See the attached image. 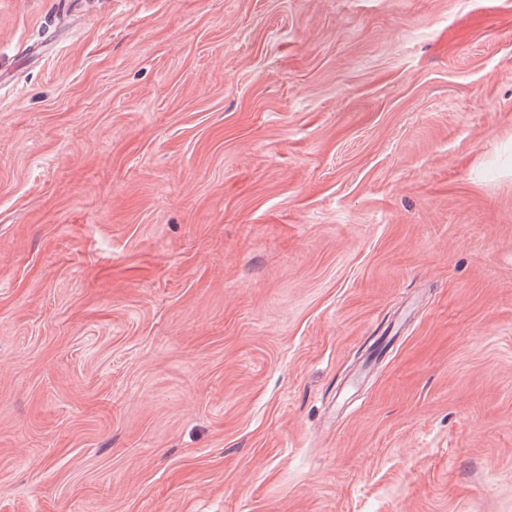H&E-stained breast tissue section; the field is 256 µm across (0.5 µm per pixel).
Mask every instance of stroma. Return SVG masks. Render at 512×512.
Returning <instances> with one entry per match:
<instances>
[{
    "mask_svg": "<svg viewBox=\"0 0 512 512\" xmlns=\"http://www.w3.org/2000/svg\"><path fill=\"white\" fill-rule=\"evenodd\" d=\"M0 512H512V0H0Z\"/></svg>",
    "mask_w": 512,
    "mask_h": 512,
    "instance_id": "35a3bbf8",
    "label": "stroma"
}]
</instances>
